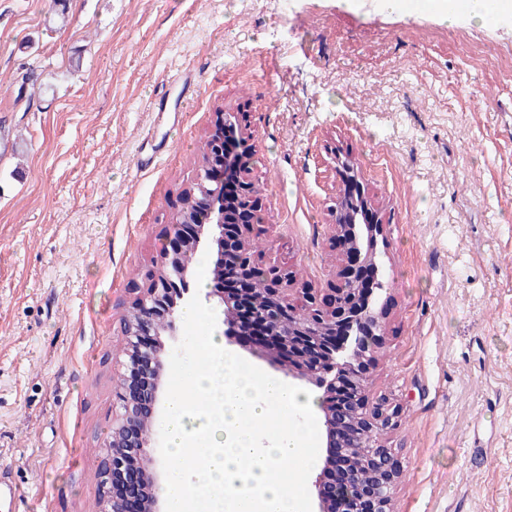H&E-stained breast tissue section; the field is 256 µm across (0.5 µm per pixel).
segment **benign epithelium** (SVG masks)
Masks as SVG:
<instances>
[{
  "mask_svg": "<svg viewBox=\"0 0 512 512\" xmlns=\"http://www.w3.org/2000/svg\"><path fill=\"white\" fill-rule=\"evenodd\" d=\"M254 152L245 132L243 115L220 111L206 139L205 160L201 162L193 189L202 205L192 212H178L173 218L169 243L163 245L146 282L134 289L123 318L127 360L118 376L119 409L105 444L102 483L110 484L111 473L127 466L135 477L120 494L103 492L99 512H165L161 487L154 474L155 461L146 452L153 440V427L164 405V375L169 363L165 341L150 347L136 344L144 329L173 335L180 310L195 301L192 267L181 262L186 254L204 248L214 260L210 274L214 288L206 293L224 315V335L239 339L233 302L224 296V265L230 263L249 279L253 270L261 273L265 285L259 317L269 333L268 341L250 345L248 350L285 370L288 375L322 391L319 407L324 417L326 455L313 486L318 512H336V479L348 486L347 512H390L399 467L381 444L384 429L394 425L397 410L384 401L369 402L365 394L366 375L356 371L360 363H371L383 336V313L371 297L359 292L357 269L369 268L384 290L382 262L374 243L385 235L379 213L373 212L364 192L351 203L339 200L332 241L341 256L335 282L327 292L304 289L302 299H289V274L278 265L257 268L252 257L253 233L263 223L262 201L252 189L250 158ZM233 176L237 191H224V177ZM341 336V343L321 364L288 365L284 350L299 340L319 341ZM348 374L357 397L340 411L331 404L336 379ZM347 430L345 443L336 445V433ZM371 479L360 478V470Z\"/></svg>",
  "mask_w": 512,
  "mask_h": 512,
  "instance_id": "7a95c632",
  "label": "benign epithelium"
}]
</instances>
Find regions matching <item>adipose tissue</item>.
<instances>
[{
    "instance_id": "ef3b65f1",
    "label": "adipose tissue",
    "mask_w": 512,
    "mask_h": 512,
    "mask_svg": "<svg viewBox=\"0 0 512 512\" xmlns=\"http://www.w3.org/2000/svg\"><path fill=\"white\" fill-rule=\"evenodd\" d=\"M440 22L470 17L485 23L512 16V0H428ZM186 321L203 324L196 339L207 364L194 374L189 392L171 394L166 403L164 486L168 512H306V502L285 478L287 462L311 467L315 459L304 440L307 419L318 407L317 394L261 374L242 370L226 351L219 330L197 305ZM304 421L287 427L289 414ZM276 432H268V425Z\"/></svg>"
}]
</instances>
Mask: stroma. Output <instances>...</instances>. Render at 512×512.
I'll list each match as a JSON object with an SVG mask.
<instances>
[{
    "mask_svg": "<svg viewBox=\"0 0 512 512\" xmlns=\"http://www.w3.org/2000/svg\"><path fill=\"white\" fill-rule=\"evenodd\" d=\"M62 2L0 0V512H95L126 305L220 108L253 134L255 259L295 287H327L339 263L334 151L390 221L366 385L398 408L393 512H512V21ZM201 331L167 337L166 391L190 389Z\"/></svg>",
    "mask_w": 512,
    "mask_h": 512,
    "instance_id": "obj_1",
    "label": "stroma"
}]
</instances>
